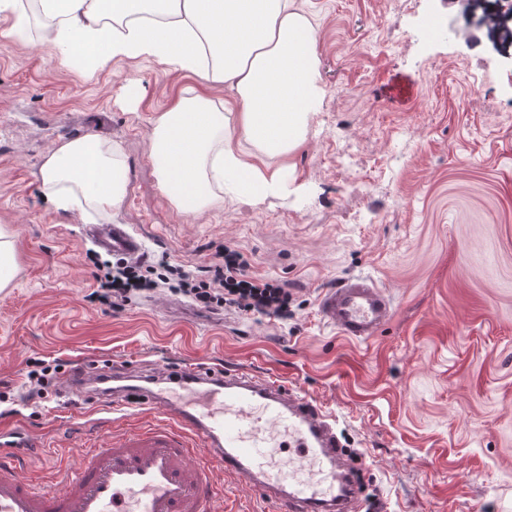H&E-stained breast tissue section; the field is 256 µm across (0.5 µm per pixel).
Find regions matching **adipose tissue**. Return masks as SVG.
I'll list each match as a JSON object with an SVG mask.
<instances>
[{
	"label": "adipose tissue",
	"mask_w": 512,
	"mask_h": 512,
	"mask_svg": "<svg viewBox=\"0 0 512 512\" xmlns=\"http://www.w3.org/2000/svg\"><path fill=\"white\" fill-rule=\"evenodd\" d=\"M35 19L59 64L85 77L147 58L193 78L149 134L160 189L182 212L223 203L228 182L258 200L274 193L290 168L270 159L304 145L323 97L317 31L296 0H0V36L28 42ZM39 176L54 211L97 224L111 223L127 195L114 141L64 140Z\"/></svg>",
	"instance_id": "ef3b65f1"
}]
</instances>
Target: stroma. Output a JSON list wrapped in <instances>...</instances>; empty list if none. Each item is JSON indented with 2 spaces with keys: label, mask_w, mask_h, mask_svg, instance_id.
<instances>
[{
  "label": "stroma",
  "mask_w": 512,
  "mask_h": 512,
  "mask_svg": "<svg viewBox=\"0 0 512 512\" xmlns=\"http://www.w3.org/2000/svg\"><path fill=\"white\" fill-rule=\"evenodd\" d=\"M298 3L324 90L306 144L276 193L228 192L192 214L168 202L149 160L151 120L189 85L184 72L119 59L87 79L38 40L0 38V229L18 263L0 288V389L14 397L0 416L59 440L24 462L53 477L113 426L79 396L30 398V361L110 358L149 376L238 368L335 415L366 479L357 512H512V67L461 0ZM435 15L461 38L422 39ZM399 85L408 98L391 96ZM78 136L121 143L128 193L112 221L140 237L143 260L198 275L231 247L247 275L288 290V318L203 309L164 288L99 303L98 248L37 179L44 156ZM348 278L392 302L372 339L340 336L319 313L320 294ZM222 482L224 512H274L247 480Z\"/></svg>",
  "instance_id": "obj_1"
}]
</instances>
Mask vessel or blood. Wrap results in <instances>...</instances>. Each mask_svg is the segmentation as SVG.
<instances>
[{
	"label": "vessel or blood",
	"mask_w": 512,
	"mask_h": 512,
	"mask_svg": "<svg viewBox=\"0 0 512 512\" xmlns=\"http://www.w3.org/2000/svg\"><path fill=\"white\" fill-rule=\"evenodd\" d=\"M97 243L106 253L133 258L142 245L122 224L102 225ZM319 311L342 335L368 340L393 311L389 297L369 280L353 278L324 291ZM117 385L99 387L101 375ZM121 361L103 369L59 375L61 391L108 401L112 411L131 405L169 417V424L113 432L108 447L88 444L77 467L56 484H37L20 465L36 448L28 434L17 448H0V512H224L214 477L246 479L278 512H349L361 496L356 476L337 492L344 454L336 419L278 380L236 369L188 363L159 372L160 389L134 385Z\"/></svg>",
	"instance_id": "obj_1"
}]
</instances>
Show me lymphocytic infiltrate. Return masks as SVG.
<instances>
[{"mask_svg":"<svg viewBox=\"0 0 512 512\" xmlns=\"http://www.w3.org/2000/svg\"><path fill=\"white\" fill-rule=\"evenodd\" d=\"M218 257L213 266L214 276L209 280L191 277L164 261L155 266L126 265L114 269L98 260L94 263V277L99 285L95 296L100 303L112 307L126 301L131 292L164 283L204 307L232 304L246 312L287 314L289 295L284 288L248 277L245 264L235 250L223 248Z\"/></svg>","mask_w":512,"mask_h":512,"instance_id":"obj_1","label":"lymphocytic infiltrate"}]
</instances>
